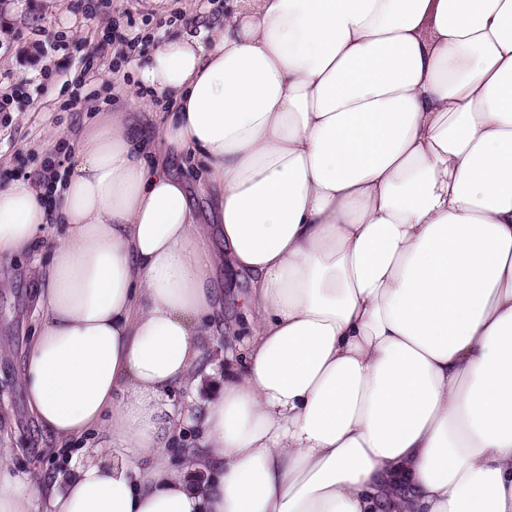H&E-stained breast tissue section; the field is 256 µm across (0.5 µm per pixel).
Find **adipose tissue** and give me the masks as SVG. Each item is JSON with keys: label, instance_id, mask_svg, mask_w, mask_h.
Returning <instances> with one entry per match:
<instances>
[{"label": "adipose tissue", "instance_id": "obj_1", "mask_svg": "<svg viewBox=\"0 0 512 512\" xmlns=\"http://www.w3.org/2000/svg\"><path fill=\"white\" fill-rule=\"evenodd\" d=\"M130 66L161 123L129 97L55 194L0 183V257L65 227L22 380L69 465L0 448V512H512V0H255ZM222 266L247 334L184 451L200 490L167 451Z\"/></svg>", "mask_w": 512, "mask_h": 512}]
</instances>
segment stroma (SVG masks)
I'll return each instance as SVG.
<instances>
[{
	"label": "stroma",
	"instance_id": "35a3bbf8",
	"mask_svg": "<svg viewBox=\"0 0 512 512\" xmlns=\"http://www.w3.org/2000/svg\"><path fill=\"white\" fill-rule=\"evenodd\" d=\"M236 0H112L89 19L75 0H0V182H33L46 166L65 173L76 150V136L98 113L122 107L121 92L132 81L113 75L120 42L102 46L104 34L129 28L143 34L138 54L153 39L174 38L188 25H210L232 14ZM97 49L94 72L84 73L80 52L48 53L35 63L26 54L38 41L58 34ZM45 252L1 261L7 278L0 280V446L14 449L13 464L23 474L65 472L61 454L31 417L21 382L23 354L39 322L34 292L40 285ZM245 286L224 291V336L240 334ZM224 336L210 348L216 364L224 362Z\"/></svg>",
	"mask_w": 512,
	"mask_h": 512
}]
</instances>
